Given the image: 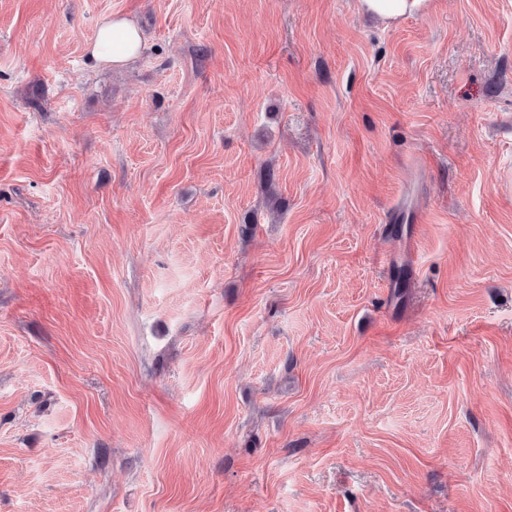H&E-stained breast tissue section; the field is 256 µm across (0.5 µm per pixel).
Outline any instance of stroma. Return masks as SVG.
<instances>
[{
	"mask_svg": "<svg viewBox=\"0 0 512 512\" xmlns=\"http://www.w3.org/2000/svg\"><path fill=\"white\" fill-rule=\"evenodd\" d=\"M0 512H512V0H0ZM429 2L430 0H358L362 13L375 18L385 26L426 11ZM144 48L136 24L126 17H113L99 29L88 58L94 65L123 66L139 58Z\"/></svg>",
	"mask_w": 512,
	"mask_h": 512,
	"instance_id": "1",
	"label": "stroma"
}]
</instances>
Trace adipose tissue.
<instances>
[{"label":"adipose tissue","mask_w":512,"mask_h":512,"mask_svg":"<svg viewBox=\"0 0 512 512\" xmlns=\"http://www.w3.org/2000/svg\"><path fill=\"white\" fill-rule=\"evenodd\" d=\"M430 0H358L359 9L384 25L424 12ZM145 42L136 24L125 17H115L99 29L88 58L96 65L123 66L143 53Z\"/></svg>","instance_id":"1"}]
</instances>
